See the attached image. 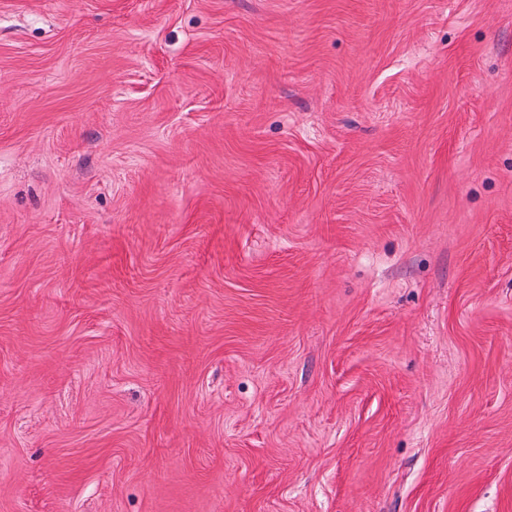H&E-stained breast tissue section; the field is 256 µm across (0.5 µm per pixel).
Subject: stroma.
Here are the masks:
<instances>
[{
	"label": "stroma",
	"mask_w": 512,
	"mask_h": 512,
	"mask_svg": "<svg viewBox=\"0 0 512 512\" xmlns=\"http://www.w3.org/2000/svg\"><path fill=\"white\" fill-rule=\"evenodd\" d=\"M0 512H512V0H0Z\"/></svg>",
	"instance_id": "35a3bbf8"
}]
</instances>
